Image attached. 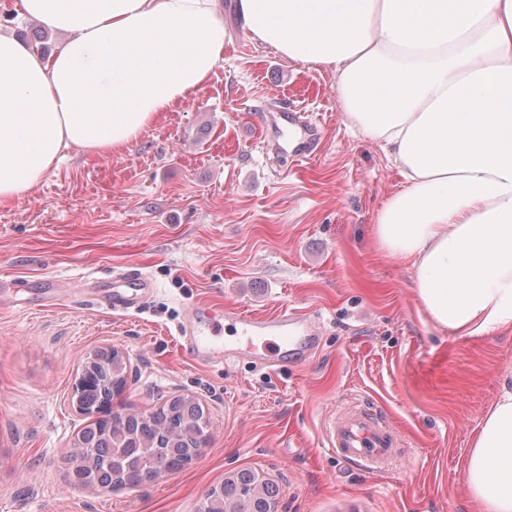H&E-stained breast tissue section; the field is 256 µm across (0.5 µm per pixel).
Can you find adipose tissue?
<instances>
[{
  "label": "adipose tissue",
  "instance_id": "ef3b65f1",
  "mask_svg": "<svg viewBox=\"0 0 512 512\" xmlns=\"http://www.w3.org/2000/svg\"><path fill=\"white\" fill-rule=\"evenodd\" d=\"M63 32L43 57L0 32V202L75 147L137 141L224 59L221 0H21ZM251 37L335 71L348 120L405 180L378 212L379 249L410 263L432 323L512 328V0H239ZM466 481L512 512V372L475 437Z\"/></svg>",
  "mask_w": 512,
  "mask_h": 512
}]
</instances>
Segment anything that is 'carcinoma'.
<instances>
[{
	"label": "carcinoma",
	"instance_id": "1",
	"mask_svg": "<svg viewBox=\"0 0 512 512\" xmlns=\"http://www.w3.org/2000/svg\"><path fill=\"white\" fill-rule=\"evenodd\" d=\"M125 375L122 360L99 351L84 363L81 388L74 395L79 412L96 417L80 430L75 443L93 450L88 477L101 487L138 485L158 453L171 472L183 468L198 451L193 432L205 413L189 396L173 397L149 415L100 418L110 384L123 383ZM276 496L272 483L260 482L257 472L245 468L225 476L203 508L205 512H270Z\"/></svg>",
	"mask_w": 512,
	"mask_h": 512
}]
</instances>
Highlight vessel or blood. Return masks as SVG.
Listing matches in <instances>:
<instances>
[{
    "mask_svg": "<svg viewBox=\"0 0 512 512\" xmlns=\"http://www.w3.org/2000/svg\"><path fill=\"white\" fill-rule=\"evenodd\" d=\"M281 118L294 130L290 155L293 162L310 159L318 141L310 122L292 109ZM151 280L140 273H117L107 302L112 310L127 312L142 307L152 291ZM228 323L230 341L217 343L209 324L217 319ZM181 346L193 360L210 364H230L248 356L262 364H273L278 357L291 361L306 360L316 350L318 336L311 316L283 305L267 315H255L238 308L200 303L180 326ZM399 446L397 435L383 418L365 409H353L333 420L329 427L328 447L345 461L378 470L388 465Z\"/></svg>",
    "mask_w": 512,
    "mask_h": 512,
    "instance_id": "1",
    "label": "vessel or blood"
}]
</instances>
